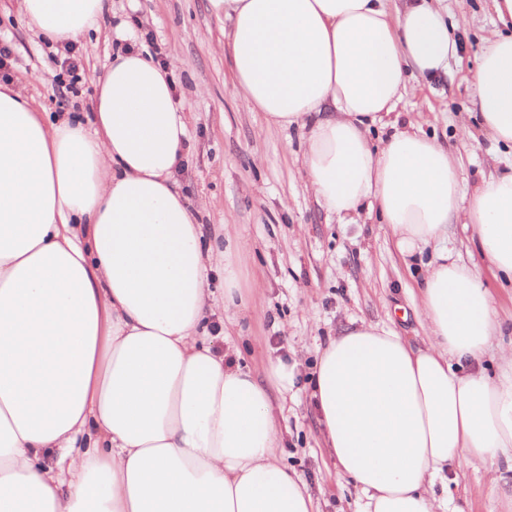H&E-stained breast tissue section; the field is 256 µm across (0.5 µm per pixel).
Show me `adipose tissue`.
Returning a JSON list of instances; mask_svg holds the SVG:
<instances>
[{
    "instance_id": "adipose-tissue-1",
    "label": "adipose tissue",
    "mask_w": 512,
    "mask_h": 512,
    "mask_svg": "<svg viewBox=\"0 0 512 512\" xmlns=\"http://www.w3.org/2000/svg\"><path fill=\"white\" fill-rule=\"evenodd\" d=\"M229 30L233 85L267 126L306 133L316 201L339 223L363 211L401 253L471 224L512 282V167L463 192L458 160L393 113L409 77L457 53L432 0H209ZM44 38L93 28L104 0H22ZM471 73L482 129L512 148V0ZM94 121L50 119L0 85V512H315L280 462L271 396L224 364L209 334V272H240L202 244L174 174L187 126L169 73L118 52ZM392 127L381 145L368 134ZM423 339L344 328L314 392L322 438L363 512H448V474L512 473V352L484 365L500 327L478 274L437 255L420 290Z\"/></svg>"
}]
</instances>
